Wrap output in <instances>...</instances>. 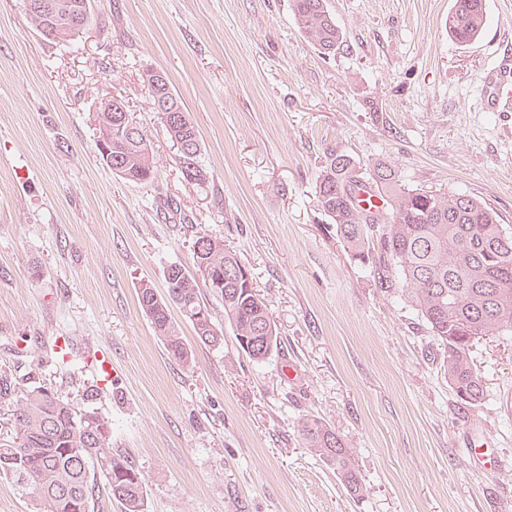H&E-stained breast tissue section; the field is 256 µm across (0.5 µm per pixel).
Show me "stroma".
I'll return each instance as SVG.
<instances>
[{"mask_svg": "<svg viewBox=\"0 0 512 512\" xmlns=\"http://www.w3.org/2000/svg\"><path fill=\"white\" fill-rule=\"evenodd\" d=\"M478 41L448 34L453 0H327L346 36L325 56L291 0H92L82 37L45 40L23 0H0V376L44 385L108 422L145 483V512H512V338L471 360L480 406L457 404L425 322L378 288L335 237L315 183L331 155L391 163L403 183L485 201L512 226V112L483 107L484 44L512 36V0H485ZM167 73L208 179H183L144 83ZM123 99L154 184L121 179L93 116ZM251 270L277 333L261 363L197 342L173 360L138 292L165 293L197 236ZM315 417L350 448V498L304 448ZM487 439L503 466L465 453Z\"/></svg>", "mask_w": 512, "mask_h": 512, "instance_id": "obj_1", "label": "stroma"}]
</instances>
